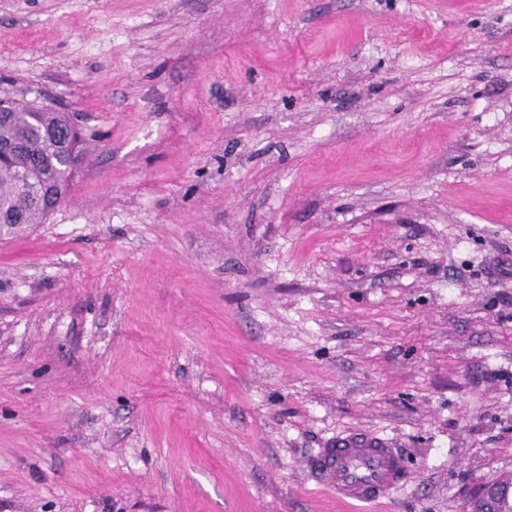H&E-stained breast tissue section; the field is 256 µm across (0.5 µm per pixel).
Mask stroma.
Returning a JSON list of instances; mask_svg holds the SVG:
<instances>
[{"instance_id":"35a3bbf8","label":"stroma","mask_w":512,"mask_h":512,"mask_svg":"<svg viewBox=\"0 0 512 512\" xmlns=\"http://www.w3.org/2000/svg\"><path fill=\"white\" fill-rule=\"evenodd\" d=\"M86 159L0 240V512H464L512 475V0H0ZM395 448L352 510L312 462Z\"/></svg>"}]
</instances>
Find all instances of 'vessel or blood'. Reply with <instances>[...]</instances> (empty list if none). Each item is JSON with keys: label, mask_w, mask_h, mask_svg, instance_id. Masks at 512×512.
I'll return each mask as SVG.
<instances>
[{"label": "vessel or blood", "mask_w": 512, "mask_h": 512, "mask_svg": "<svg viewBox=\"0 0 512 512\" xmlns=\"http://www.w3.org/2000/svg\"><path fill=\"white\" fill-rule=\"evenodd\" d=\"M313 477L344 501L370 504L400 486L404 467L398 453L377 438H345L313 460Z\"/></svg>", "instance_id": "vessel-or-blood-1"}]
</instances>
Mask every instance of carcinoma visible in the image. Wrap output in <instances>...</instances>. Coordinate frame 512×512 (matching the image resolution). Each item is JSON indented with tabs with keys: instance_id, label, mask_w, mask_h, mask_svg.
<instances>
[{
	"instance_id": "obj_1",
	"label": "carcinoma",
	"mask_w": 512,
	"mask_h": 512,
	"mask_svg": "<svg viewBox=\"0 0 512 512\" xmlns=\"http://www.w3.org/2000/svg\"><path fill=\"white\" fill-rule=\"evenodd\" d=\"M61 112H5L0 115V144L15 152L0 161V233L24 224H41L49 216L53 197L71 180L64 151L44 136L45 130L67 128Z\"/></svg>"
}]
</instances>
